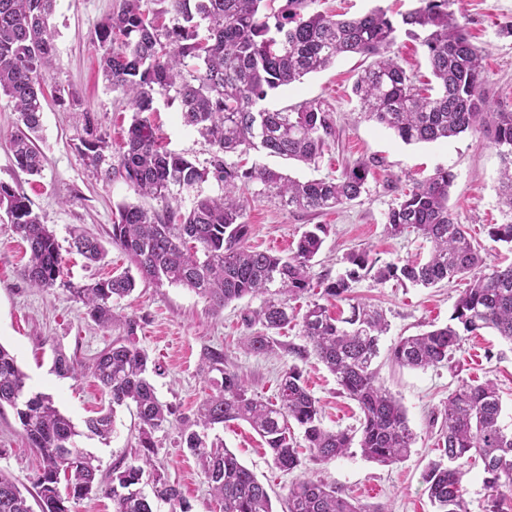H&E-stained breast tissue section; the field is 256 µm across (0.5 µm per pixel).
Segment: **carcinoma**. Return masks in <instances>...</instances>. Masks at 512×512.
I'll use <instances>...</instances> for the list:
<instances>
[{
  "label": "carcinoma",
  "mask_w": 512,
  "mask_h": 512,
  "mask_svg": "<svg viewBox=\"0 0 512 512\" xmlns=\"http://www.w3.org/2000/svg\"><path fill=\"white\" fill-rule=\"evenodd\" d=\"M57 0H0V96L18 113L11 148L17 168L30 176L43 167L35 144L41 130L43 84L55 53L49 26ZM119 0L97 29L102 69L108 87L125 98L134 115L118 148V165L105 155L107 143L84 115L85 136L77 150L94 175L112 180L119 171L133 192L166 199L174 187L193 189L211 179L224 185L219 198L197 195L183 214L161 216L139 205L122 204L109 233L110 244L127 256L130 266L82 285L63 280L59 244L53 228L34 212L30 199L0 182V221L29 249L21 269L32 287L62 286L103 329L120 324L123 335L112 340L86 365L63 353L54 369L61 377L88 374L107 398L99 415L85 421L90 436L110 437L117 409L135 405L138 444L128 460L115 463L108 476L99 474L94 457L75 443L82 435L55 405L53 398L27 389V375L15 357L0 346V407L16 415L29 447L40 457L34 481L40 512H72L71 503L101 492L112 498L114 512H153L138 485L152 483L156 500L190 512L179 486L154 463L156 434L181 425L180 444L198 463L213 496L224 512H272L270 497L254 473L229 449L207 442V431L226 422H247L271 453L273 465L291 473L303 465L290 423L304 430L309 460L328 463L358 442L362 455L380 465L402 462L415 443L400 402L376 379L372 368L379 341L388 330L381 310L352 296L363 273L374 272L378 283L390 279L413 286L470 278L459 295L450 323L422 334L401 336L390 349L400 367H453L454 354L468 336L492 329L512 341V263L482 271L481 246L454 222L448 208L454 174L439 167L385 214L392 237L415 232L430 244L422 260L379 264L366 251L351 252L347 267L323 289L334 301L349 302V315H333L313 302L304 312L291 302L312 288L310 270L322 248L325 227L315 224L299 238L291 256L283 258L246 245L249 225L236 197L239 185L258 182L260 193L285 209L332 210L358 199L369 166L359 163L338 178L298 181L261 164L243 168L225 156L261 149L270 154L314 164L336 140L333 108L315 99L281 109L263 105L268 93L331 66L338 57L358 54L370 63L353 85L360 112L392 130L403 142L432 143L467 131L487 134L501 160L499 192L512 216V110L490 102L485 91L484 56L471 43L465 25L451 10L454 0H418L420 6L398 16L381 8L355 18L337 19L309 8L314 0ZM171 16V25L159 23ZM433 80L416 82L391 55L400 34L418 35ZM175 93L185 125L215 148L209 165L201 166L164 149L149 113L158 96ZM70 248L89 264L106 257L101 240L72 230ZM489 237L512 244V220L492 224ZM168 283L194 291L218 311L245 298L256 308L242 311L247 328L262 326L243 337L258 355L273 353L277 330L299 321L305 344L287 352L304 361L315 355L336 377L342 393L357 402L360 427L323 428L318 401L307 389L302 369L292 363L281 372L275 400L250 394L242 378L224 364V347L204 349L203 371L217 372L216 391L200 404L194 418L174 419L175 410L155 393L150 374L159 371L135 342L139 323L120 316L114 303L130 294L136 280ZM501 402L490 380L461 382L443 409L440 458L426 466L425 493L435 512H467L464 477L467 466L480 460L486 512H501V488L512 487V432L501 422ZM288 512H387L351 502L336 487L313 477L297 479L288 489ZM0 512H33L12 475L0 471Z\"/></svg>",
  "instance_id": "obj_1"
}]
</instances>
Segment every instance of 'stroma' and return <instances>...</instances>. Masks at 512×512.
Masks as SVG:
<instances>
[{
    "label": "stroma",
    "instance_id": "1",
    "mask_svg": "<svg viewBox=\"0 0 512 512\" xmlns=\"http://www.w3.org/2000/svg\"><path fill=\"white\" fill-rule=\"evenodd\" d=\"M117 5L118 0L57 2L50 19L56 51L44 84L42 130L37 142L44 155L41 175L29 176L17 169L10 144L17 115L8 99H0V181L30 199L34 212L55 230L62 245L75 227L107 240L122 203H137L158 213L169 207L185 212L196 195L218 196L223 192L221 184L211 180L196 190L172 189L165 200L142 198L133 193L123 177L116 175L105 182L86 168L76 149L83 134V113L91 114L97 135L112 148L117 147L133 116L127 101L109 89L99 67L101 50L94 40L95 29ZM416 5L417 0H316L314 8L359 16L376 7L393 14ZM455 9L472 43L486 55L485 87L492 102L512 109V0H460ZM365 65V59L358 55L339 57L327 69L269 93L265 101L267 107L279 109L320 99L334 109L336 140L317 166L307 167L255 150L246 156L247 163L257 162L301 180L337 177L360 162L370 168L365 192L325 213L283 209L260 195L256 183L241 190L250 247L285 257L305 230L316 224L326 225L321 251L311 268L313 288L295 303L301 310L320 299L325 285L343 272L348 253L364 250L384 263L427 255L428 243L415 233L388 236L384 216L414 181L428 177L439 167L455 176L448 206L455 222L465 225L480 243L487 264L512 262V247L491 240L487 234L488 225L504 223L507 211L499 197L501 160L494 146L480 132H466L435 143L407 144L392 130L364 119L351 88ZM62 89L78 92L77 103H59L56 96ZM155 107L153 121L166 148L206 163L213 149L184 124L178 102L161 97ZM27 249L10 225L0 223V345L15 356L28 376V386L51 395L59 410L81 430L79 447L94 456L101 472H108L137 446L134 412L118 409L115 430L108 440L84 436L86 420L96 416L106 399L90 377H59L53 361L60 349L69 357L89 362L123 330L117 326L109 330L98 327L66 289L45 292L31 287L20 275L28 259ZM62 258L65 274L76 283L107 276L113 269L128 265L124 254L113 247L105 261L97 265H85L83 258L73 252H63ZM460 289L457 283L431 288L404 286L394 280L380 284L369 275L355 286V296L381 308L389 324L374 366L380 384L405 408L415 434L406 460L381 466L353 447L326 464L304 461L295 475L273 467L264 442L246 422L234 421L211 430L209 440L222 442L256 474L271 498L274 512H283L288 488L300 474L321 478L360 504L380 505L386 512H433L424 491L423 472L428 462L439 456L436 445L442 411L456 386L464 380L493 379L499 389L501 421L512 429V343L494 330L484 329L478 336L468 337L452 369L402 368L390 359L389 350L398 337L448 324ZM243 307L239 301L216 311L189 289L142 281L118 301L119 312L139 319L137 346L160 365L161 372L153 376L152 383L158 398L172 405L177 416L192 415L212 389L201 371L203 350L208 346H223L229 368L238 373L251 394L274 399L278 377L292 358L285 349L270 356L244 349L242 339L247 329L241 321ZM301 367L321 407L323 427L333 431L358 427L357 403L342 394L323 363L312 356ZM160 440L156 464L169 480L179 484L191 512H223L196 460L181 448L177 428H169ZM38 466L39 459L28 446L15 410L7 405L0 407V470L28 487Z\"/></svg>",
    "mask_w": 512,
    "mask_h": 512
}]
</instances>
